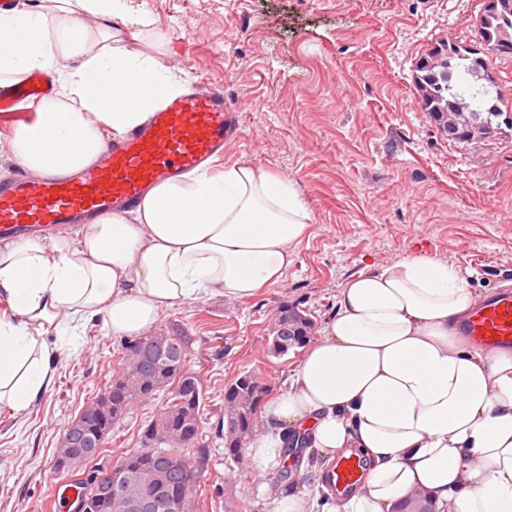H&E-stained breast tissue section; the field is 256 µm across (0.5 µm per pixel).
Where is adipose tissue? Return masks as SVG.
Segmentation results:
<instances>
[{
    "mask_svg": "<svg viewBox=\"0 0 512 512\" xmlns=\"http://www.w3.org/2000/svg\"><path fill=\"white\" fill-rule=\"evenodd\" d=\"M127 0H38L0 12V86L40 72L58 92L0 132L31 173L98 162L182 88L124 43ZM313 215L296 184L254 165L189 172L151 187L129 213L76 232L0 240V407L27 412L55 384V339L95 320L117 337L152 330L178 304L229 302L280 285ZM481 294L456 265L421 251L350 277L335 316L266 400L246 457L267 472L300 438L330 463L368 461L331 512H512V349L462 331ZM320 485L259 488L269 512H315Z\"/></svg>",
    "mask_w": 512,
    "mask_h": 512,
    "instance_id": "adipose-tissue-1",
    "label": "adipose tissue"
}]
</instances>
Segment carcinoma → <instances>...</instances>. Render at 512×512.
Here are the masks:
<instances>
[{
    "instance_id": "1",
    "label": "carcinoma",
    "mask_w": 512,
    "mask_h": 512,
    "mask_svg": "<svg viewBox=\"0 0 512 512\" xmlns=\"http://www.w3.org/2000/svg\"><path fill=\"white\" fill-rule=\"evenodd\" d=\"M512 10L489 14L484 20L481 41L468 43L444 40L423 54L413 69L414 83L421 111L425 112L442 136H448V120L461 126L460 138L466 142L484 138L490 128L512 130V120L505 121L502 94L496 93L499 108L495 112H476L474 105L488 94L479 77L478 58L489 61L512 58ZM314 322L295 305L279 307L273 314L269 350L284 357L304 347ZM191 337L182 330L158 331L128 339L122 344L118 368L112 373V416L115 427L139 404L155 399L163 391L168 395L150 421L142 428L138 447L122 453L112 464L116 471L148 473L168 464L175 456L193 478H184L181 470L168 472L166 492L157 512H166L167 501L178 497L183 512H200L206 495L199 477L208 466V454L199 444L202 436V411L205 391L199 372L190 367L188 354ZM268 387L254 371H242L224 386V452L233 461L244 456L249 436L256 427V412Z\"/></svg>"
}]
</instances>
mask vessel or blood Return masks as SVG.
I'll return each mask as SVG.
<instances>
[{"mask_svg": "<svg viewBox=\"0 0 512 512\" xmlns=\"http://www.w3.org/2000/svg\"><path fill=\"white\" fill-rule=\"evenodd\" d=\"M44 78L0 93V100L40 99ZM238 122L220 90L176 98L144 127L112 143L96 165L67 177L20 170L0 182V234L50 235L67 224H82L102 214L134 209L151 185L200 167L236 138ZM462 331L489 349L512 348V292L490 296L462 322ZM363 470L354 456L339 460L330 484L350 489Z\"/></svg>", "mask_w": 512, "mask_h": 512, "instance_id": "vessel-or-blood-1", "label": "vessel or blood"}]
</instances>
